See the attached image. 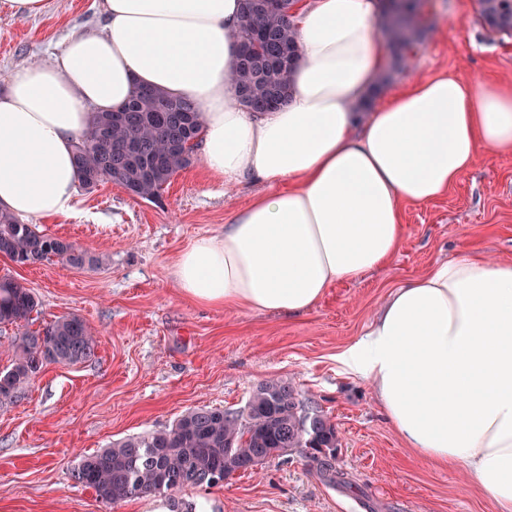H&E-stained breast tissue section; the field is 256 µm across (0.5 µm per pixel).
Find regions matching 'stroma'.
<instances>
[{"instance_id": "stroma-1", "label": "stroma", "mask_w": 512, "mask_h": 512, "mask_svg": "<svg viewBox=\"0 0 512 512\" xmlns=\"http://www.w3.org/2000/svg\"><path fill=\"white\" fill-rule=\"evenodd\" d=\"M425 4L422 44L385 94L443 73L480 89L512 83V37L490 34L474 0ZM102 24L95 0H51L36 18L0 12V91L11 71L50 63L71 34ZM267 191L250 180L224 186L198 159L158 205L106 180L77 189L68 215L35 221L38 231L89 249L90 265L0 256V276L21 280L38 300L29 330L76 315L98 340L91 360L49 365L19 397L0 401V512H171L174 499L204 512H496L464 466L442 468L406 448L370 384L342 373L336 356L363 338L395 288L435 262L475 252L512 260V153L479 154L444 197L405 205L403 246L391 262L334 284L301 316L184 300L174 276L179 253L223 233ZM273 378L294 383L335 424L343 482L328 485L297 452L171 499L109 505L70 478L82 455L167 427L196 407H244Z\"/></svg>"}]
</instances>
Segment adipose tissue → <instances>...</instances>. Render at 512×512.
Listing matches in <instances>:
<instances>
[{
    "mask_svg": "<svg viewBox=\"0 0 512 512\" xmlns=\"http://www.w3.org/2000/svg\"><path fill=\"white\" fill-rule=\"evenodd\" d=\"M98 10L100 33L72 35L52 63L6 79L0 209L68 214L75 143L135 88L193 102L210 175L269 191L180 253L176 281L190 303L302 314L335 283L393 259L404 204L447 193L479 152H512L510 84L414 80L359 117L388 60L378 0H297L293 96L263 114L245 111L232 86L241 0H98ZM337 362L369 382L407 447L465 466L498 512H512V261L433 264L396 288Z\"/></svg>",
    "mask_w": 512,
    "mask_h": 512,
    "instance_id": "obj_1",
    "label": "adipose tissue"
}]
</instances>
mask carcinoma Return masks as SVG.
Instances as JSON below:
<instances>
[{"mask_svg":"<svg viewBox=\"0 0 512 512\" xmlns=\"http://www.w3.org/2000/svg\"><path fill=\"white\" fill-rule=\"evenodd\" d=\"M293 0H242L237 33V97L249 112H268L289 97L298 62V32L288 18ZM484 26L512 35V0H476ZM381 34L391 54V70L377 77L370 96L390 80L391 71L410 65L421 44V23L386 10ZM199 109L164 92L138 87L119 112H98L75 146L80 185L97 178L124 187L132 196L158 203L172 177L188 167L187 142L200 134ZM0 256L20 265L51 257L81 268L91 262L74 243L43 234L0 211ZM37 306L32 291L12 277H0V325L23 327ZM97 340L83 319L60 317L43 329L26 330L12 341L9 370L0 372V398L12 399L48 364L77 365L95 356ZM336 426L308 405L295 386L270 379L240 409L195 408L172 425L132 436L84 456L72 471L75 484L115 504L133 497L186 488H211L239 471L255 470L269 449L283 455L300 449L320 476L336 482ZM181 485H171L172 475Z\"/></svg>","mask_w":512,"mask_h":512,"instance_id":"1","label":"carcinoma"}]
</instances>
